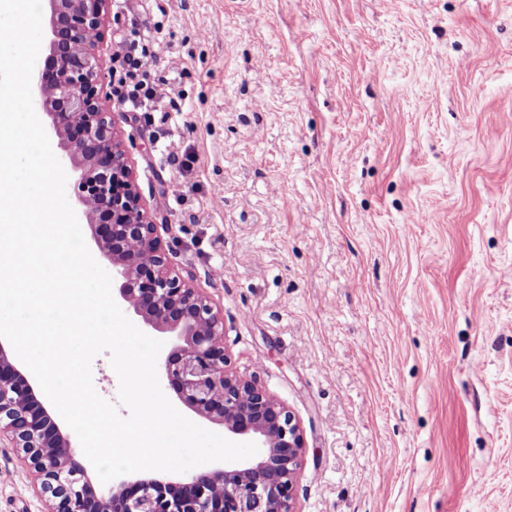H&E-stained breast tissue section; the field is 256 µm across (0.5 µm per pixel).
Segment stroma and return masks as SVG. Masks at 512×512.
<instances>
[{
  "label": "stroma",
  "instance_id": "obj_1",
  "mask_svg": "<svg viewBox=\"0 0 512 512\" xmlns=\"http://www.w3.org/2000/svg\"><path fill=\"white\" fill-rule=\"evenodd\" d=\"M102 29L173 271L300 423L297 512H512V0H107ZM133 30L156 112L117 96ZM0 512H46L6 443Z\"/></svg>",
  "mask_w": 512,
  "mask_h": 512
}]
</instances>
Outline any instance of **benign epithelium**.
Instances as JSON below:
<instances>
[{
    "label": "benign epithelium",
    "instance_id": "1",
    "mask_svg": "<svg viewBox=\"0 0 512 512\" xmlns=\"http://www.w3.org/2000/svg\"><path fill=\"white\" fill-rule=\"evenodd\" d=\"M106 0H49V54L34 68V105L48 117L65 172L75 173L74 209L92 224L120 282L118 296L151 328L176 337L160 369L180 403L258 446L257 455L176 479H122L97 493L78 448L0 343V437L28 457L48 512H294L304 439L287 406L230 367L224 319L172 271L145 215L132 170L99 101L93 49Z\"/></svg>",
    "mask_w": 512,
    "mask_h": 512
}]
</instances>
